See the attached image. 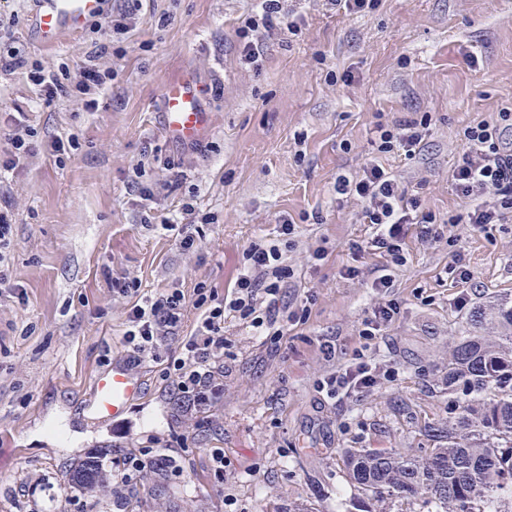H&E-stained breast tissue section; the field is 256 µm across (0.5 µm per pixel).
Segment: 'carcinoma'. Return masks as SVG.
I'll return each mask as SVG.
<instances>
[{
	"mask_svg": "<svg viewBox=\"0 0 512 512\" xmlns=\"http://www.w3.org/2000/svg\"><path fill=\"white\" fill-rule=\"evenodd\" d=\"M448 420L427 422L432 447L346 448L347 477L371 512L395 500L435 512H488L512 504V301L487 297L462 336L448 342ZM99 468L79 461L72 480L89 488Z\"/></svg>",
	"mask_w": 512,
	"mask_h": 512,
	"instance_id": "cac0c4a2",
	"label": "carcinoma"
}]
</instances>
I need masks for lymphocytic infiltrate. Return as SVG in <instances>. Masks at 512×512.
<instances>
[{
	"label": "lymphocytic infiltrate",
	"mask_w": 512,
	"mask_h": 512,
	"mask_svg": "<svg viewBox=\"0 0 512 512\" xmlns=\"http://www.w3.org/2000/svg\"><path fill=\"white\" fill-rule=\"evenodd\" d=\"M300 30L288 0H256L255 12L239 29L242 53L246 59H258L262 44L257 32L295 36ZM105 53V45H94L75 75L60 76L7 44L0 48V73L23 70L46 99L73 97L92 108L101 90L115 76L114 70L102 61ZM427 129V118L403 117L376 121L372 132L380 152L396 150L410 158L420 152ZM463 136L466 148L451 181L457 196L469 204L465 223L485 232L512 219V107L499 109L494 121L482 120L467 126ZM335 191L338 198L358 201L361 220L372 228L366 243H352V251H365L383 260L372 281L380 298L359 332L364 346L349 363L337 367L318 385L327 398L341 404L394 378V368L377 359L371 347L400 312L398 301L390 296L392 271L404 263L403 245L409 234L433 244L443 238L444 231L434 214L421 211L419 197L409 193L400 179L378 164H369L354 175L338 176ZM290 276L291 270L277 244L254 243L247 249L244 266L226 295L210 288L196 289L191 303L201 311L197 326L193 333L181 338L163 373L164 381L178 395L185 410L209 413L224 392V359L230 345L224 334L227 318H237L252 327L273 352L287 325L304 321V314L289 310L283 299ZM115 291L135 299L122 340L128 364L137 367L145 359L158 358L168 339L177 334L191 304L184 292L169 288L141 298L135 283L120 280L115 283ZM151 473L179 478L183 469L164 446L124 451L113 457L114 512H126L130 497L140 491L144 478Z\"/></svg>",
	"instance_id": "lymphocytic-infiltrate-1"
}]
</instances>
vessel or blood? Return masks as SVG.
Masks as SVG:
<instances>
[{"label":"vessel or blood","instance_id":"b4317fda","mask_svg":"<svg viewBox=\"0 0 512 512\" xmlns=\"http://www.w3.org/2000/svg\"><path fill=\"white\" fill-rule=\"evenodd\" d=\"M104 12V0H34L29 30L42 47L52 49L69 35L81 33L89 22ZM162 130L167 138L192 142L208 125V113L202 105L203 91L191 80L172 81L162 86ZM141 382L121 362H113L110 371L95 384L91 412L102 419H118L139 394Z\"/></svg>","mask_w":512,"mask_h":512}]
</instances>
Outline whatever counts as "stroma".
I'll return each mask as SVG.
<instances>
[{
    "instance_id": "obj_1",
    "label": "stroma",
    "mask_w": 512,
    "mask_h": 512,
    "mask_svg": "<svg viewBox=\"0 0 512 512\" xmlns=\"http://www.w3.org/2000/svg\"><path fill=\"white\" fill-rule=\"evenodd\" d=\"M253 0H140L117 42L83 31L54 49L28 33V0H7L13 44L48 70L77 69L93 42L116 78L86 109L73 98L45 99L25 75L0 73V151L16 122L33 132V153L4 181L15 212L10 275L24 297L0 296V512H105L112 482L81 491L66 473L74 462L139 448L160 438L181 456L183 479H145L132 512H281L293 500L320 512H346L356 491L344 474L345 448H423L425 422L448 416V395L429 380L448 362V340L467 327L460 289L444 269L461 251L472 271V303L495 293L512 299V221L486 233L458 225L454 245L408 237L394 272L400 313L374 353L396 370L344 404L325 401L317 383L351 359L378 295L369 270L378 256L349 244L370 232L356 201L338 202V175L374 162L419 186L423 211L438 220L465 214L451 174L467 125L492 120L512 103V0H382L373 12L336 14L320 0H297L298 36L266 35L247 63L238 30ZM477 57L469 66L467 56ZM194 77L206 87L211 125L192 143L168 139L159 91ZM386 117L430 115L419 154L378 152L370 128ZM73 140L64 153L52 141ZM174 162V171L156 165ZM154 184L140 198L136 179ZM176 180L174 188L165 183ZM192 203L184 235L193 249L149 230L142 214L164 218ZM294 270L284 290L291 309L278 354L250 329L227 320L231 357L224 397L207 421L177 414L161 377L164 360L136 368L142 393L120 423L88 413L96 378L123 358L133 297L112 291L116 278L143 294L167 288L193 295L199 285L232 287L251 242L280 243ZM325 248L324 260L312 257ZM362 270L347 278V267ZM336 344L325 361L323 340ZM220 448L232 476L216 483L210 451ZM36 486L35 497L19 493Z\"/></svg>"
}]
</instances>
